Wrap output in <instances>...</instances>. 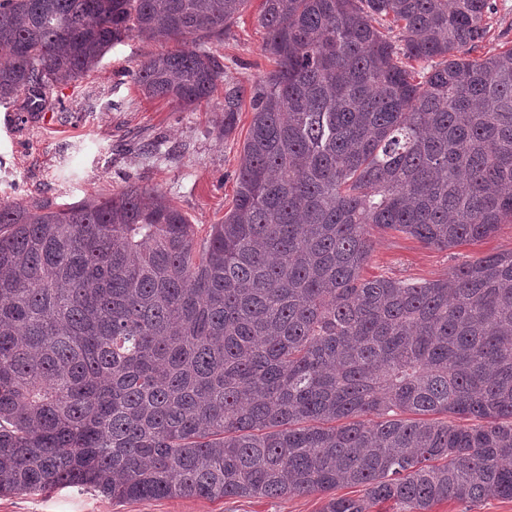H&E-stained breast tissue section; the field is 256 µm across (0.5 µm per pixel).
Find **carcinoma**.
Returning a JSON list of instances; mask_svg holds the SVG:
<instances>
[{
	"label": "carcinoma",
	"mask_w": 512,
	"mask_h": 512,
	"mask_svg": "<svg viewBox=\"0 0 512 512\" xmlns=\"http://www.w3.org/2000/svg\"><path fill=\"white\" fill-rule=\"evenodd\" d=\"M247 0H0V104L95 69L184 109L244 91L206 40ZM492 0H263L233 208L130 185L0 203V494L328 493L324 512L512 499V251L421 284L362 276L371 229L441 250L512 223V46ZM494 2H496V11L489 20L491 31L473 53L474 57L489 56L506 45H512V0H494Z\"/></svg>",
	"instance_id": "1"
}]
</instances>
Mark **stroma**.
<instances>
[{
	"label": "stroma",
	"mask_w": 512,
	"mask_h": 512,
	"mask_svg": "<svg viewBox=\"0 0 512 512\" xmlns=\"http://www.w3.org/2000/svg\"><path fill=\"white\" fill-rule=\"evenodd\" d=\"M262 0L212 39L210 50L244 90L271 68L257 23ZM158 46L130 35L79 81L50 91L66 109L21 111L0 104V200L50 199L71 204L121 191L131 182L164 192L190 219L198 238L221 223L233 204L240 150L253 118L243 105L232 131L224 129V92L186 110L145 98L134 83L137 64ZM374 248L362 274L411 282L445 277L469 257L512 251V224L481 242L450 250L427 246L391 230H374ZM326 497L162 498L117 501L69 486L48 492L0 495V512H321Z\"/></svg>",
	"instance_id": "stroma-1"
}]
</instances>
